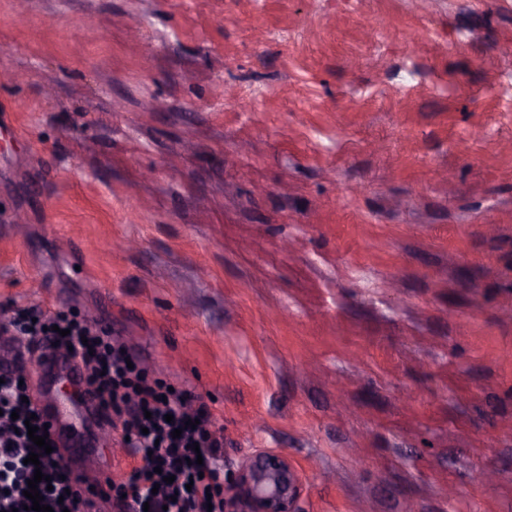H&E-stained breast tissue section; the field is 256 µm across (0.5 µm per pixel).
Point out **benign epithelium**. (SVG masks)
I'll list each match as a JSON object with an SVG mask.
<instances>
[{
    "label": "benign epithelium",
    "instance_id": "benign-epithelium-1",
    "mask_svg": "<svg viewBox=\"0 0 512 512\" xmlns=\"http://www.w3.org/2000/svg\"><path fill=\"white\" fill-rule=\"evenodd\" d=\"M297 478L281 455L246 463L224 490V512H294Z\"/></svg>",
    "mask_w": 512,
    "mask_h": 512
}]
</instances>
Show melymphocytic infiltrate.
Wrapping results in <instances>:
<instances>
[{
    "mask_svg": "<svg viewBox=\"0 0 512 512\" xmlns=\"http://www.w3.org/2000/svg\"><path fill=\"white\" fill-rule=\"evenodd\" d=\"M0 335L29 351L77 362L96 416L126 437L137 460L127 476L94 489L72 475L59 451L37 452L25 421L35 418L41 428L45 420L36 417L35 403L24 400L20 360L0 362V512H22L38 470L51 478L38 489L54 512H92L96 500L110 497L119 512H224V432L205 403L189 391H169L141 364L127 365L121 337L70 309L10 310L0 316ZM33 451L35 465L27 461Z\"/></svg>",
    "mask_w": 512,
    "mask_h": 512,
    "instance_id": "1",
    "label": "lymphocytic infiltrate"
}]
</instances>
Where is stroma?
Masks as SVG:
<instances>
[{"mask_svg":"<svg viewBox=\"0 0 512 512\" xmlns=\"http://www.w3.org/2000/svg\"><path fill=\"white\" fill-rule=\"evenodd\" d=\"M15 307L122 337L296 512H512V0H0Z\"/></svg>","mask_w":512,"mask_h":512,"instance_id":"stroma-1","label":"stroma"}]
</instances>
